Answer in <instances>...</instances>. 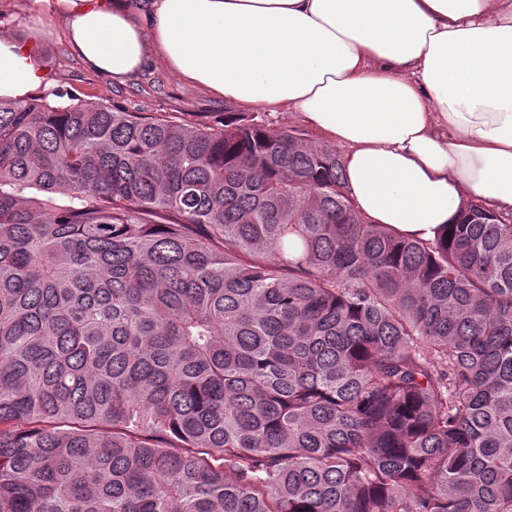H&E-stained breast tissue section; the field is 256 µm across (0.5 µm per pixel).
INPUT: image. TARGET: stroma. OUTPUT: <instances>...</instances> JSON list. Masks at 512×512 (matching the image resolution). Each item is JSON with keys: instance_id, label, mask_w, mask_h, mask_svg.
Instances as JSON below:
<instances>
[{"instance_id": "1", "label": "stroma", "mask_w": 512, "mask_h": 512, "mask_svg": "<svg viewBox=\"0 0 512 512\" xmlns=\"http://www.w3.org/2000/svg\"><path fill=\"white\" fill-rule=\"evenodd\" d=\"M53 33L40 39V56L52 88H63L80 99L117 105L129 112H164L188 120L218 121L227 112L223 99L183 83L161 63H153L134 79L116 83L87 69L70 50L59 17Z\"/></svg>"}]
</instances>
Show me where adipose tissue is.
<instances>
[{"label":"adipose tissue","instance_id":"1","mask_svg":"<svg viewBox=\"0 0 512 512\" xmlns=\"http://www.w3.org/2000/svg\"><path fill=\"white\" fill-rule=\"evenodd\" d=\"M125 82L150 59L239 109L299 114L339 147L371 224L435 240L462 206L512 212V0H30ZM39 32L0 35V99L43 86Z\"/></svg>","mask_w":512,"mask_h":512}]
</instances>
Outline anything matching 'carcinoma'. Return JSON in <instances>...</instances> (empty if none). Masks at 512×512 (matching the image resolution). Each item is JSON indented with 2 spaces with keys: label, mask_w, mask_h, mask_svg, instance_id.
<instances>
[{
  "label": "carcinoma",
  "mask_w": 512,
  "mask_h": 512,
  "mask_svg": "<svg viewBox=\"0 0 512 512\" xmlns=\"http://www.w3.org/2000/svg\"><path fill=\"white\" fill-rule=\"evenodd\" d=\"M0 512H512V220L336 148L0 100Z\"/></svg>",
  "instance_id": "1"
}]
</instances>
